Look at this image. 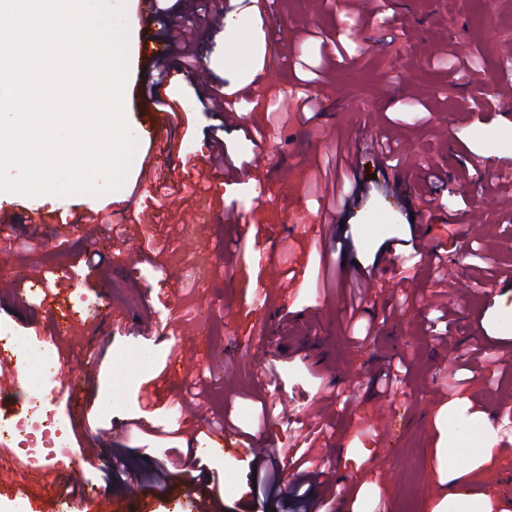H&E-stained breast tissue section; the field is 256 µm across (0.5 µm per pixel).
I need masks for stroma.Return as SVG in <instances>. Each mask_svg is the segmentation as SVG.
<instances>
[{"label": "stroma", "instance_id": "1", "mask_svg": "<svg viewBox=\"0 0 512 512\" xmlns=\"http://www.w3.org/2000/svg\"><path fill=\"white\" fill-rule=\"evenodd\" d=\"M140 0H126L128 86L176 100L165 131L171 151L140 138L141 112L125 101L139 141L124 185L99 197L65 202L0 193V213L15 240L0 247V326L51 343L68 372L57 403L70 439L93 460L78 474L24 466L13 447L0 449V512H57L62 494L85 498L101 490L100 512H191L203 500L208 473L224 478V512H313L323 481L340 494L357 492V512H437L450 483L484 497L489 512H512V365L482 366L462 395L450 393L449 365L494 346L512 351V280L480 288L485 262L512 265V0H270L245 6L223 27H195L186 0H164L150 22ZM185 27L200 49L192 72L176 56L157 70L138 64L141 45L162 44L170 26ZM338 35L344 59L325 74L321 43ZM250 95L240 112L250 124L254 104L287 105L292 91L314 98L316 110L276 129L260 154L243 132L224 141L237 159H255L244 181L198 187L185 174L220 116L204 108L201 79ZM387 135L398 159L381 162L370 148ZM350 149L358 200L338 222L324 210L317 171L334 168ZM150 163L159 198L142 193L139 173ZM489 167L482 192L471 177ZM125 211L117 212L113 202ZM74 217L95 212L67 238L52 224H28L30 210ZM123 224V237L111 225ZM171 225L166 250L155 254L158 227ZM458 235L449 246L444 225ZM418 237L423 253L403 266L383 250L386 240ZM439 252L442 266L428 252ZM101 265L88 272L83 257ZM375 269L362 302L361 324L346 315L347 277L319 285L325 263ZM406 272L407 288L398 285ZM410 369L398 389L380 394L374 378L389 360ZM168 380L153 412L165 430L180 421L173 405L194 383L210 386L207 420L228 419L224 447L205 451V433L161 439L128 432L147 384ZM117 396L105 407L108 392ZM488 419L497 440L474 458L448 446L452 413ZM323 429L314 452L324 472L305 506L293 496L249 497L252 460L267 438L289 448L296 436ZM201 458L206 472H169L171 493L134 497L131 473L164 466L169 449Z\"/></svg>", "mask_w": 512, "mask_h": 512}]
</instances>
